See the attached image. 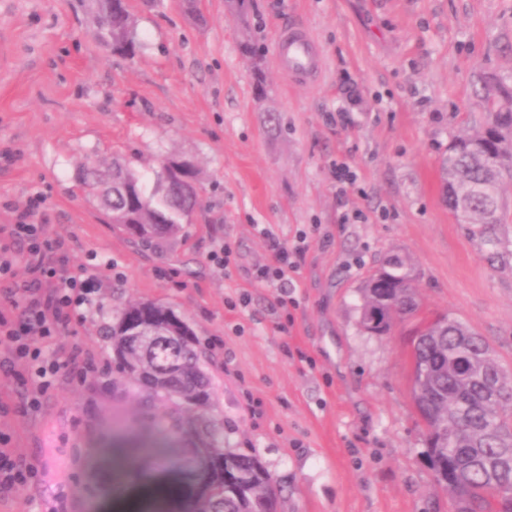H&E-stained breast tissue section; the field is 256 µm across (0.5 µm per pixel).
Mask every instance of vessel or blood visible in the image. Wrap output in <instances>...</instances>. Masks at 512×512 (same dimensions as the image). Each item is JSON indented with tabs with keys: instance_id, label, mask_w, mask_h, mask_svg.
Here are the masks:
<instances>
[{
	"instance_id": "vessel-or-blood-1",
	"label": "vessel or blood",
	"mask_w": 512,
	"mask_h": 512,
	"mask_svg": "<svg viewBox=\"0 0 512 512\" xmlns=\"http://www.w3.org/2000/svg\"><path fill=\"white\" fill-rule=\"evenodd\" d=\"M274 56L282 73L291 80L314 82L320 76L322 61L318 47L306 29L294 27L279 31Z\"/></svg>"
}]
</instances>
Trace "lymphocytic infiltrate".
Here are the masks:
<instances>
[{"label": "lymphocytic infiltrate", "mask_w": 512, "mask_h": 512, "mask_svg": "<svg viewBox=\"0 0 512 512\" xmlns=\"http://www.w3.org/2000/svg\"><path fill=\"white\" fill-rule=\"evenodd\" d=\"M259 233L271 260L255 267L252 276L257 282L280 290L278 303L287 305L286 292L292 287L299 262L308 249L307 235L302 232L286 242L272 228L262 227ZM13 234L26 246L31 278L15 290L23 302L19 315L13 318L0 313V341L8 342L15 357L31 365L39 387L43 388L48 378L69 373L70 362L45 358L42 340L61 335L70 317L90 304L94 288L87 279L58 277L49 260L54 244L45 237L42 225L32 223L29 215L21 216ZM49 280L55 281V288L44 289V282Z\"/></svg>", "instance_id": "lymphocytic-infiltrate-1"}]
</instances>
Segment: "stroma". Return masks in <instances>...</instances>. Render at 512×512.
I'll use <instances>...</instances> for the list:
<instances>
[{
    "label": "stroma",
    "instance_id": "stroma-1",
    "mask_svg": "<svg viewBox=\"0 0 512 512\" xmlns=\"http://www.w3.org/2000/svg\"><path fill=\"white\" fill-rule=\"evenodd\" d=\"M141 43L111 54L87 33L76 0H0V254L5 296L29 279L10 236L28 204L60 241L52 259L85 276L94 301L48 356L76 354L37 409L27 362L0 342V434L35 476L0 512H109L156 472L170 447H145L142 408L117 376L102 326L151 301L196 333L213 377L211 417L225 447L258 457L281 490L279 512H450L424 459L403 320L360 327L361 289L385 256L410 257L424 310L484 337L512 370V178L496 261L442 198L439 159L512 90V0H131ZM308 28L323 70L292 84L273 45ZM260 66H253V58ZM153 180L164 158L194 161L202 206L176 237L132 246L77 179L113 158ZM357 174L336 194L335 163ZM310 232L293 305L252 277L270 253L258 233ZM231 245L230 272L209 259ZM247 305H239L240 296Z\"/></svg>",
    "mask_w": 512,
    "mask_h": 512
}]
</instances>
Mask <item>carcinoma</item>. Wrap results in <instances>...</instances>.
Returning a JSON list of instances; mask_svg holds the SVG:
<instances>
[{
  "mask_svg": "<svg viewBox=\"0 0 512 512\" xmlns=\"http://www.w3.org/2000/svg\"><path fill=\"white\" fill-rule=\"evenodd\" d=\"M93 28L95 40L119 56H131L139 47L135 19L129 4L112 6L108 0H79ZM445 200L458 223L493 260L506 223L501 189L504 176L512 177V112L493 104L482 127L453 138L440 159ZM81 179L105 206V216L135 244L160 242L177 235L181 224L198 205L166 165L152 187L129 164L114 160L112 167L84 166ZM461 196L469 198L470 214L456 209ZM391 283L387 288H363L361 322L376 321L391 330L397 321L419 312L411 264L393 254L382 263ZM422 335L411 347V391L422 388L419 409L425 442L448 436L440 448L426 447L424 456L437 482L449 493L453 512H512V376L487 342L455 317L420 319ZM162 327L145 342L134 332ZM121 379L133 387L143 409L168 402L173 412L167 424H152L164 437L193 438V448L164 461L166 481L156 489L159 499L175 501L178 512H275L279 489L255 457L224 447L217 424L207 414L212 402V381L195 333L175 312L159 303L139 302L113 310L103 327ZM459 354L478 369L492 372L501 383L490 391L477 377L458 378L450 366ZM428 365L426 375L420 367ZM195 416L184 417L183 411Z\"/></svg>",
  "mask_w": 512,
  "mask_h": 512,
  "instance_id": "1",
  "label": "carcinoma"
}]
</instances>
